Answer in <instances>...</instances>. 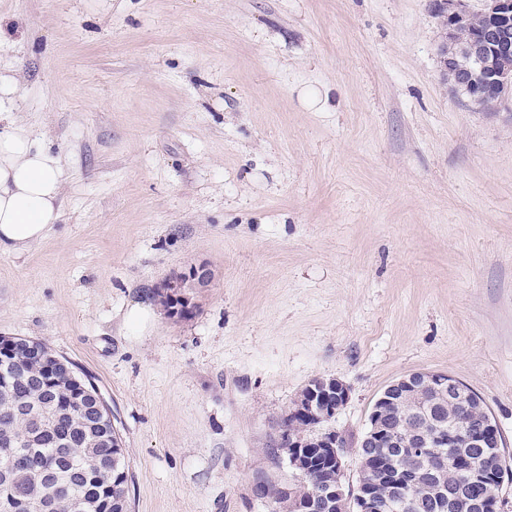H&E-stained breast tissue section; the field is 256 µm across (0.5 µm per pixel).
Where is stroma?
Returning a JSON list of instances; mask_svg holds the SVG:
<instances>
[{"label": "stroma", "mask_w": 512, "mask_h": 512, "mask_svg": "<svg viewBox=\"0 0 512 512\" xmlns=\"http://www.w3.org/2000/svg\"><path fill=\"white\" fill-rule=\"evenodd\" d=\"M0 98L67 170L46 239L0 254V336L104 395L128 512H271L314 379L356 444L387 386L452 375L512 459V95L443 75L431 0H0ZM206 263L195 313L161 283Z\"/></svg>", "instance_id": "1"}]
</instances>
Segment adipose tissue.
Segmentation results:
<instances>
[{"instance_id":"ef3b65f1","label":"adipose tissue","mask_w":512,"mask_h":512,"mask_svg":"<svg viewBox=\"0 0 512 512\" xmlns=\"http://www.w3.org/2000/svg\"><path fill=\"white\" fill-rule=\"evenodd\" d=\"M67 172L14 118L0 125V253L40 244L61 215Z\"/></svg>"}]
</instances>
